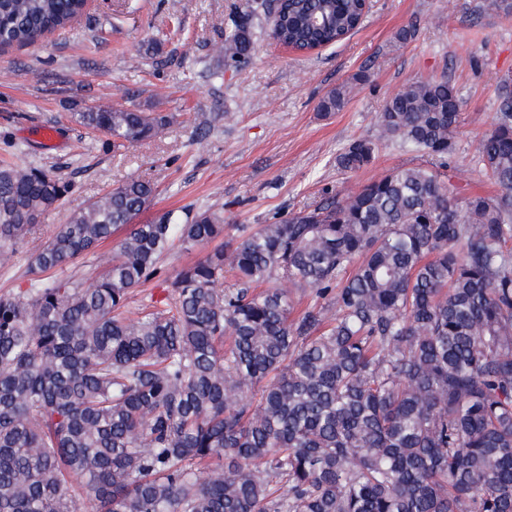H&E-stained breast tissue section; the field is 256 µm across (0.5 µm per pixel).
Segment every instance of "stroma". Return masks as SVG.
<instances>
[{
    "label": "stroma",
    "instance_id": "obj_1",
    "mask_svg": "<svg viewBox=\"0 0 512 512\" xmlns=\"http://www.w3.org/2000/svg\"><path fill=\"white\" fill-rule=\"evenodd\" d=\"M499 0H370L358 31L304 54L255 21V51L241 68H225L213 43L229 14L247 0H88L77 22L28 46L0 50V163L62 178L71 191L45 213L14 261L0 266V295L26 287L27 260L84 202L127 179L156 185L144 224L202 209L224 213V236L238 238L284 213L311 209L336 192L356 190L430 158L383 145L353 176L336 168L338 151L356 137L379 135L376 116L408 81L441 76L463 101L461 133L444 174L463 195H493L497 186L474 164L503 89L512 90V12ZM415 24L407 44L396 32ZM348 84L342 111L321 116L320 98ZM122 104L171 115L170 127L140 145L119 146L83 127L77 115ZM212 117L199 133L200 116ZM56 127L50 147L33 129Z\"/></svg>",
    "mask_w": 512,
    "mask_h": 512
}]
</instances>
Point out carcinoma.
I'll return each mask as SVG.
<instances>
[{
	"label": "carcinoma",
	"mask_w": 512,
	"mask_h": 512,
	"mask_svg": "<svg viewBox=\"0 0 512 512\" xmlns=\"http://www.w3.org/2000/svg\"><path fill=\"white\" fill-rule=\"evenodd\" d=\"M87 0H0V49L34 44ZM280 44L347 38L368 0H261ZM252 14L229 18L224 67L253 51ZM329 90L323 115L348 102ZM463 100L448 79L387 98L380 137L350 140L353 175L382 142L445 167ZM133 146L172 116L79 113ZM494 196H458L401 168L230 239L172 276L162 259L224 236V213L133 220L154 185L88 201L31 253L28 287L0 296V512H512V93L479 140ZM71 190L0 165V265ZM124 231L97 280L44 274ZM234 284L224 287V273ZM164 296L135 319L130 295ZM310 296L293 314L291 296ZM158 284L159 282H157L155 279L147 282L144 286L137 288L133 292L127 307V315L129 317L134 318L139 315L141 304L143 302H147L146 298L149 297L150 294H153L154 298H157L161 295L162 287H159Z\"/></svg>",
	"instance_id": "cac0c4a2"
}]
</instances>
